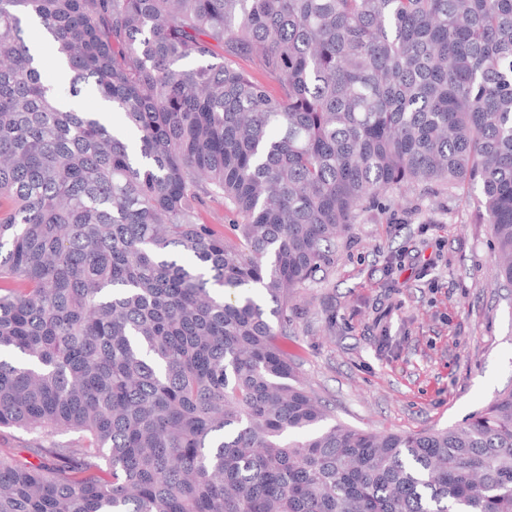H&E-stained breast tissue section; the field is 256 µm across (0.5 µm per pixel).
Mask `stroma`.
<instances>
[{
	"label": "stroma",
	"mask_w": 512,
	"mask_h": 512,
	"mask_svg": "<svg viewBox=\"0 0 512 512\" xmlns=\"http://www.w3.org/2000/svg\"><path fill=\"white\" fill-rule=\"evenodd\" d=\"M491 240L474 198L420 189L387 193L337 240L288 326L306 388L337 421L445 428L512 388V287L494 280Z\"/></svg>",
	"instance_id": "obj_1"
}]
</instances>
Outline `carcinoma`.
Masks as SVG:
<instances>
[{
    "label": "carcinoma",
    "instance_id": "1",
    "mask_svg": "<svg viewBox=\"0 0 512 512\" xmlns=\"http://www.w3.org/2000/svg\"><path fill=\"white\" fill-rule=\"evenodd\" d=\"M416 187L480 190L511 285L512 0H0V512H512V389L379 434L288 353L290 293ZM39 69L43 81L64 96L65 104H71L73 108L79 110L102 112L104 102L89 87L83 88L78 97L71 98L67 96L69 80L65 78V66L54 54L45 52L40 58ZM233 217L226 211L219 200H207L200 210L199 222L202 224H214L216 229L228 232L229 224Z\"/></svg>",
    "mask_w": 512,
    "mask_h": 512
}]
</instances>
